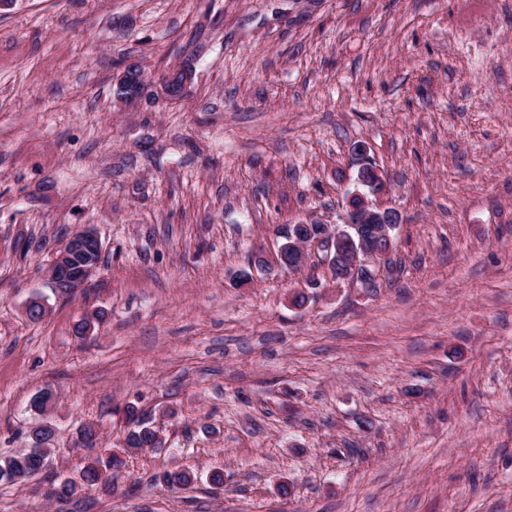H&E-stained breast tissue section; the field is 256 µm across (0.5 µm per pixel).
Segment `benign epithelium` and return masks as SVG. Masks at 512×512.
<instances>
[{
	"label": "benign epithelium",
	"mask_w": 512,
	"mask_h": 512,
	"mask_svg": "<svg viewBox=\"0 0 512 512\" xmlns=\"http://www.w3.org/2000/svg\"><path fill=\"white\" fill-rule=\"evenodd\" d=\"M353 153L361 161L356 183L368 192L358 189L348 194V202L336 222L321 223L320 233L308 238L293 252L294 260L286 261L283 248L268 259L259 257L260 267L273 263L291 271L298 270L306 260V251L320 248L325 252L328 268L337 265L341 257L346 259L347 271L341 277L363 281L364 273L371 266L382 265L395 247L396 230L401 224L400 213L391 207H382L368 198L384 185V179L371 183L362 176L363 168L369 166V146L360 142ZM101 245L97 234L86 229L75 233L58 247L49 264L48 282L59 297H70L80 293L97 271L99 263L92 258L93 246Z\"/></svg>",
	"instance_id": "obj_1"
}]
</instances>
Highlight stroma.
Masks as SVG:
<instances>
[{"mask_svg":"<svg viewBox=\"0 0 512 512\" xmlns=\"http://www.w3.org/2000/svg\"><path fill=\"white\" fill-rule=\"evenodd\" d=\"M359 142L402 216L394 273L338 285L317 249L254 269L281 227L335 221ZM87 227L100 266L59 299L52 251ZM45 389L50 466L0 512H512V0L0 7V456ZM126 404L169 411L166 447L47 500L97 456L80 425L123 448ZM178 467L197 480L156 482ZM193 77L194 69L192 63L189 60H186L166 82V93L172 97L182 95L187 88H190V85L193 81Z\"/></svg>","mask_w":512,"mask_h":512,"instance_id":"1","label":"stroma"}]
</instances>
